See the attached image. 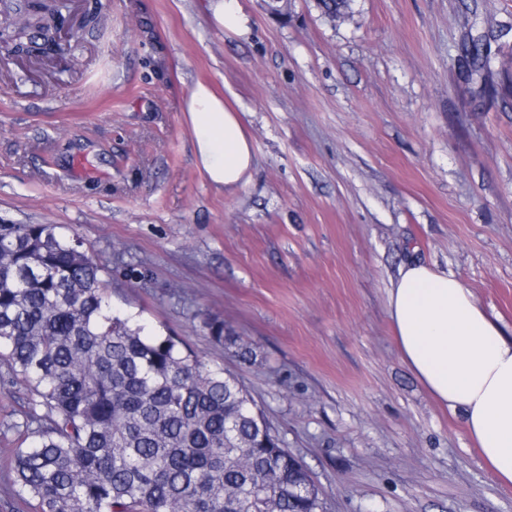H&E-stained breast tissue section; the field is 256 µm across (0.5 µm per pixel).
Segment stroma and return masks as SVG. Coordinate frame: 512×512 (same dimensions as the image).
I'll return each instance as SVG.
<instances>
[{
	"instance_id": "35a3bbf8",
	"label": "stroma",
	"mask_w": 512,
	"mask_h": 512,
	"mask_svg": "<svg viewBox=\"0 0 512 512\" xmlns=\"http://www.w3.org/2000/svg\"><path fill=\"white\" fill-rule=\"evenodd\" d=\"M76 0L106 29L66 70L0 65V224H51L105 268L112 306L234 374L308 468L324 512H512L460 417L403 362L399 265L452 272L512 327V0ZM482 38L491 74L463 41ZM243 110L250 179L216 189L182 102ZM224 326L223 345L209 324ZM30 391L0 363V512ZM208 11L214 24L221 30L236 35L249 32V18L238 0H207Z\"/></svg>"
}]
</instances>
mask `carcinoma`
Returning <instances> with one entry per match:
<instances>
[{"label": "carcinoma", "mask_w": 512, "mask_h": 512, "mask_svg": "<svg viewBox=\"0 0 512 512\" xmlns=\"http://www.w3.org/2000/svg\"><path fill=\"white\" fill-rule=\"evenodd\" d=\"M461 52L489 66L482 39ZM0 362L45 409L11 463L34 512H323L240 383L112 313L104 268L51 224H0Z\"/></svg>", "instance_id": "1"}]
</instances>
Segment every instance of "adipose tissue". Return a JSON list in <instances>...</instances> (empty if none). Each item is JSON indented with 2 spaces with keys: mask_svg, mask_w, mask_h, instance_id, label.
Listing matches in <instances>:
<instances>
[{
  "mask_svg": "<svg viewBox=\"0 0 512 512\" xmlns=\"http://www.w3.org/2000/svg\"><path fill=\"white\" fill-rule=\"evenodd\" d=\"M197 165L216 189L249 178L251 137L240 112L206 80L183 102ZM388 313L405 364L464 428L488 471L512 487V329L489 315L451 273L412 259L391 282Z\"/></svg>",
  "mask_w": 512,
  "mask_h": 512,
  "instance_id": "adipose-tissue-1",
  "label": "adipose tissue"
}]
</instances>
